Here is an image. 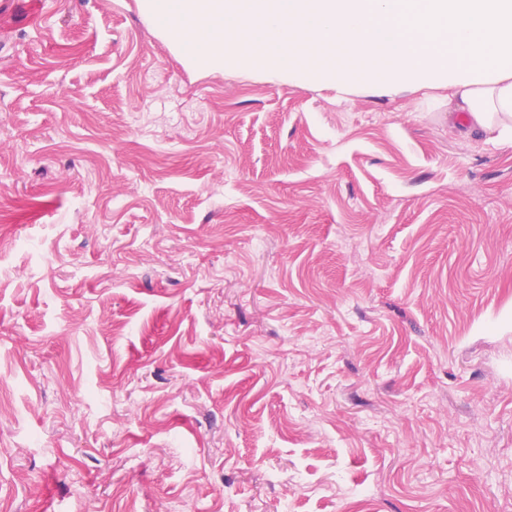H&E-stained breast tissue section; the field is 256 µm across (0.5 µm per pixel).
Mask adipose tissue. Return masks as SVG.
I'll return each mask as SVG.
<instances>
[{
    "label": "adipose tissue",
    "mask_w": 512,
    "mask_h": 512,
    "mask_svg": "<svg viewBox=\"0 0 512 512\" xmlns=\"http://www.w3.org/2000/svg\"><path fill=\"white\" fill-rule=\"evenodd\" d=\"M193 68H264L345 87L453 76L448 109L512 128V0H144Z\"/></svg>",
    "instance_id": "adipose-tissue-1"
}]
</instances>
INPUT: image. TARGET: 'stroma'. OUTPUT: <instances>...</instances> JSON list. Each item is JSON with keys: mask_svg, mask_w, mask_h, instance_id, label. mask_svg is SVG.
Listing matches in <instances>:
<instances>
[{"mask_svg": "<svg viewBox=\"0 0 512 512\" xmlns=\"http://www.w3.org/2000/svg\"><path fill=\"white\" fill-rule=\"evenodd\" d=\"M512 512V143L448 84L206 72L0 0L8 512Z\"/></svg>", "mask_w": 512, "mask_h": 512, "instance_id": "obj_1", "label": "stroma"}]
</instances>
